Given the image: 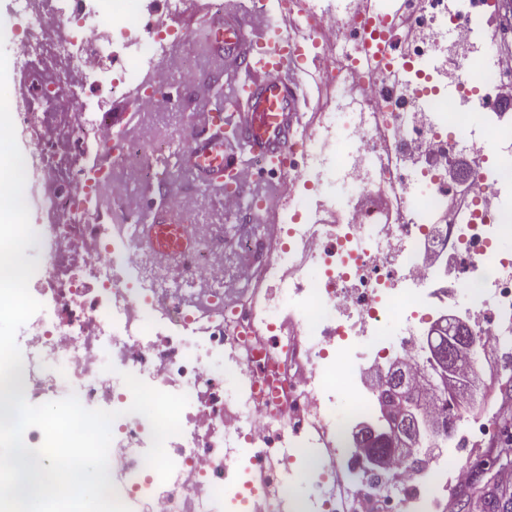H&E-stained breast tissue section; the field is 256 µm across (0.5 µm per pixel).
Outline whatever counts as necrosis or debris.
I'll return each mask as SVG.
<instances>
[{
    "mask_svg": "<svg viewBox=\"0 0 512 512\" xmlns=\"http://www.w3.org/2000/svg\"><path fill=\"white\" fill-rule=\"evenodd\" d=\"M62 2L71 24L64 43L47 37ZM400 11L413 37L372 71L364 44L390 32L368 26L355 0L333 11L304 0L296 11L288 49L302 60L317 32L337 110L297 132L287 222L278 235L240 236L237 275L255 287L228 305L223 235L189 255L181 283L166 288L144 268L140 216L119 233L90 220L107 176L90 151L132 152L92 92L156 74L182 33L151 31L140 0H15L26 102L18 119L33 132L54 200L45 226L54 256L39 276L52 306L23 338L13 387L30 401L73 394L85 408L118 411L109 472L131 512H254L259 502L264 512H431L440 488L460 478L449 459L489 434L492 411L451 415L447 457L398 462L392 483L362 473L344 447L348 429L377 409L378 386L353 385L362 361L392 349L423 367L426 317L465 302L473 335L493 337L501 363L512 364V258L494 250L512 236V122L485 119L505 116L512 87L492 50L498 6L401 0ZM101 23L114 31L111 47L89 40ZM462 156L471 197L455 208L448 169ZM334 178L358 192L339 223L324 224L325 204L308 188ZM306 265L320 277H304ZM391 315L396 336L380 327ZM125 372L189 398L181 434L166 442L175 463L168 481L144 461L151 425L128 411ZM299 461L315 488L303 502L292 493Z\"/></svg>",
    "mask_w": 512,
    "mask_h": 512,
    "instance_id": "4bbe7bcc",
    "label": "necrosis or debris"
}]
</instances>
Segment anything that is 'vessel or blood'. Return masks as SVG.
Here are the masks:
<instances>
[{
    "label": "vessel or blood",
    "mask_w": 512,
    "mask_h": 512,
    "mask_svg": "<svg viewBox=\"0 0 512 512\" xmlns=\"http://www.w3.org/2000/svg\"><path fill=\"white\" fill-rule=\"evenodd\" d=\"M215 33L225 55L255 80L245 87L237 111L225 117L237 131L235 141H225L224 131L216 127L210 111L196 113L198 134L186 143L180 166L201 187L220 190L225 173L239 169L241 158L260 166L287 167L289 138L302 125V92L288 55L287 37L257 36L250 20L224 24ZM138 236L164 265L185 257L195 245L188 226L170 208L157 211L152 222L141 223Z\"/></svg>",
    "instance_id": "vessel-or-blood-1"
}]
</instances>
